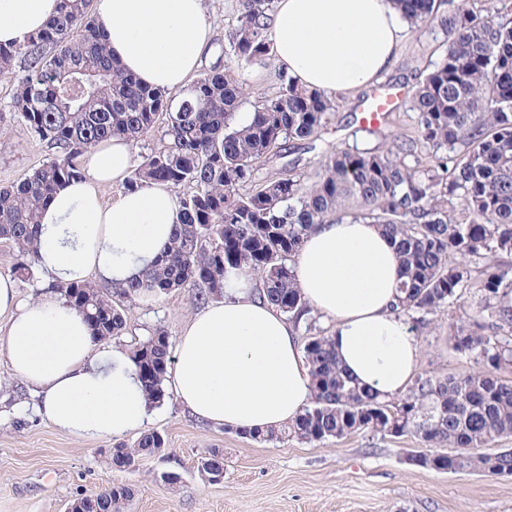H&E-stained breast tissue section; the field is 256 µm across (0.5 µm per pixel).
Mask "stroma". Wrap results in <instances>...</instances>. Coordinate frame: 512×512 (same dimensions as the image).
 <instances>
[{
  "label": "stroma",
  "mask_w": 512,
  "mask_h": 512,
  "mask_svg": "<svg viewBox=\"0 0 512 512\" xmlns=\"http://www.w3.org/2000/svg\"><path fill=\"white\" fill-rule=\"evenodd\" d=\"M206 6L212 42L199 71L227 69L250 88L236 113L241 121L252 112L256 98L277 92V70L270 64H240L230 55L228 34L237 24L238 0H206ZM446 48L437 24L406 31L376 87L401 98L377 123L375 135L363 131V108L372 90L338 95V108L327 126L312 139L287 142L278 153L261 158L260 174L300 176L310 182L336 149L384 148L394 137L414 135L417 114L411 108V90ZM50 156L21 116L0 123V186L24 179ZM20 263L18 252L0 243V275L15 277L22 301L50 290L40 272L19 275ZM481 287V275H474L452 312L431 315L428 329L417 338L418 373L461 376L473 370L472 360L448 343V318L468 312L480 299ZM198 293L194 286L127 303V330L112 339V346L127 349L158 327L170 341H178L187 321L204 305ZM37 404L34 389L0 354V512H65L74 498L113 484L133 488L127 512H512V477L439 473L409 464L407 454L421 447L410 436L383 438L365 432L315 443L257 442L198 420L170 393L154 405L147 424L165 440L162 455L139 459L134 469L119 471L107 458L111 440L63 435L43 419ZM214 449L224 453V478L218 483L205 480L197 468L199 459ZM166 472L179 474V482L162 481Z\"/></svg>",
  "instance_id": "1"
}]
</instances>
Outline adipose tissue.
<instances>
[{
	"instance_id": "ef3b65f1",
	"label": "adipose tissue",
	"mask_w": 512,
	"mask_h": 512,
	"mask_svg": "<svg viewBox=\"0 0 512 512\" xmlns=\"http://www.w3.org/2000/svg\"><path fill=\"white\" fill-rule=\"evenodd\" d=\"M59 0H0V44L42 29ZM205 0H98L96 25L114 59L145 85L186 88L212 39ZM392 0H277L267 36L273 64L308 90L349 93L378 81L405 34ZM133 144L114 137L85 156L82 177L44 206L36 265L54 283H123L152 264L180 221L172 186L146 182L104 204L97 186L122 183ZM294 274L309 309L330 319L344 372L393 397L411 385L419 344L393 303L401 279L394 244L365 221L319 225L305 239ZM224 299L185 326L166 380L199 420L243 432L277 430L308 407L310 366L296 328L260 299L255 275L231 269ZM0 342L17 376L41 396L39 411L59 432L102 439L144 427L153 410L132 358L101 348L83 317L58 292L29 303L0 275Z\"/></svg>"
}]
</instances>
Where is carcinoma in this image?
<instances>
[{
	"label": "carcinoma",
	"instance_id": "carcinoma-1",
	"mask_svg": "<svg viewBox=\"0 0 512 512\" xmlns=\"http://www.w3.org/2000/svg\"><path fill=\"white\" fill-rule=\"evenodd\" d=\"M393 2L411 28L434 21L448 38L444 56L412 94L417 137L386 151L338 149L311 184L269 177L250 190L256 163L269 148L314 137L336 101L298 88L282 73L276 94L260 98L247 119L236 122L246 92L230 71L213 70L178 92L144 86L109 54L92 0H60L41 31L22 44L0 46L1 75L12 72L17 59L27 61L0 122L20 113L52 151L30 175L0 187V241L22 257L18 272L32 273L40 213L62 183L82 175L78 158L107 138L138 142L163 115L169 146L147 157L127 188L152 180L193 191L178 197L180 223L169 245L150 267L116 287L118 296L147 300L202 283L219 298L226 269L237 268L259 276L263 299L310 331L312 317L295 284V256L318 225L362 219L382 226L399 256L402 282L392 312L425 330L428 315L462 298L474 265L512 256V18L493 0L480 7L475 0ZM274 10L275 0H239L238 24L228 36L237 61L263 65L270 59L265 20ZM484 275L475 309L448 320L452 348L473 360L471 373L418 375L405 394L386 398L343 375L330 336L317 331L304 345L311 405L279 431L244 435L260 442L411 435L425 447L409 457L412 465L490 477L512 473V448L499 447L512 437V379L501 375L512 366V313L496 303L500 289H512V267L490 265ZM55 289L91 326L93 339L124 334L125 312L111 294L91 282ZM129 353L146 395L163 402L172 363L165 330L155 329ZM162 447L158 432L143 431L131 445L113 444L110 464L118 469ZM104 491L112 512H125L129 487Z\"/></svg>",
	"mask_w": 512,
	"mask_h": 512
}]
</instances>
